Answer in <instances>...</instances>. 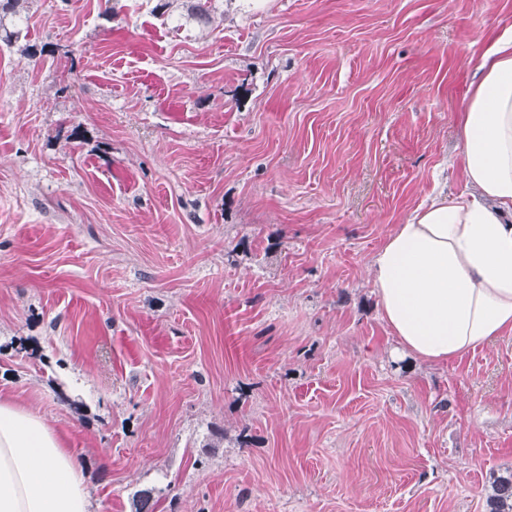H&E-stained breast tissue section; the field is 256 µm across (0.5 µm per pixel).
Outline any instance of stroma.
<instances>
[{"label": "stroma", "instance_id": "35a3bbf8", "mask_svg": "<svg viewBox=\"0 0 512 512\" xmlns=\"http://www.w3.org/2000/svg\"><path fill=\"white\" fill-rule=\"evenodd\" d=\"M156 3L0 24V393L93 512H486L512 334L400 355L369 265L463 190L461 104L512 0Z\"/></svg>", "mask_w": 512, "mask_h": 512}]
</instances>
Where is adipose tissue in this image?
Returning <instances> with one entry per match:
<instances>
[{
	"label": "adipose tissue",
	"instance_id": "adipose-tissue-1",
	"mask_svg": "<svg viewBox=\"0 0 512 512\" xmlns=\"http://www.w3.org/2000/svg\"><path fill=\"white\" fill-rule=\"evenodd\" d=\"M462 110L465 192L414 210L370 262L383 321L403 351L429 362L512 333V35L483 53ZM0 512H91L79 460L6 396Z\"/></svg>",
	"mask_w": 512,
	"mask_h": 512
}]
</instances>
